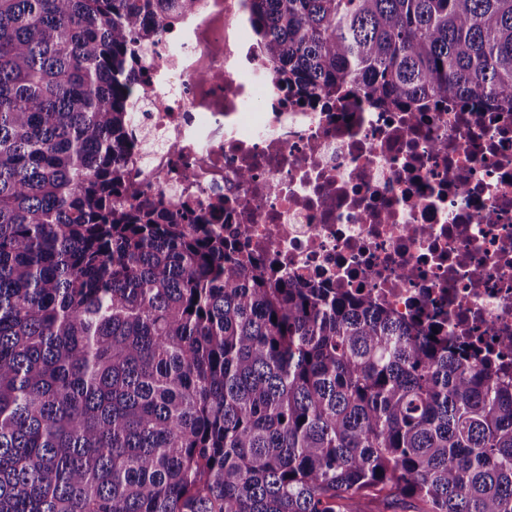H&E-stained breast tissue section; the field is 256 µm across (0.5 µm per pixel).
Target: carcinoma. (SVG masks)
Here are the masks:
<instances>
[{
  "instance_id": "cac0c4a2",
  "label": "carcinoma",
  "mask_w": 512,
  "mask_h": 512,
  "mask_svg": "<svg viewBox=\"0 0 512 512\" xmlns=\"http://www.w3.org/2000/svg\"><path fill=\"white\" fill-rule=\"evenodd\" d=\"M201 0H0V512H512V375L125 181ZM278 84L512 112V0H249Z\"/></svg>"
}]
</instances>
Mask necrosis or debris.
Listing matches in <instances>:
<instances>
[{
	"instance_id": "obj_1",
	"label": "necrosis or debris",
	"mask_w": 512,
	"mask_h": 512,
	"mask_svg": "<svg viewBox=\"0 0 512 512\" xmlns=\"http://www.w3.org/2000/svg\"><path fill=\"white\" fill-rule=\"evenodd\" d=\"M127 179L298 281L361 294L512 369V112L389 111L275 83L248 0L145 49Z\"/></svg>"
}]
</instances>
